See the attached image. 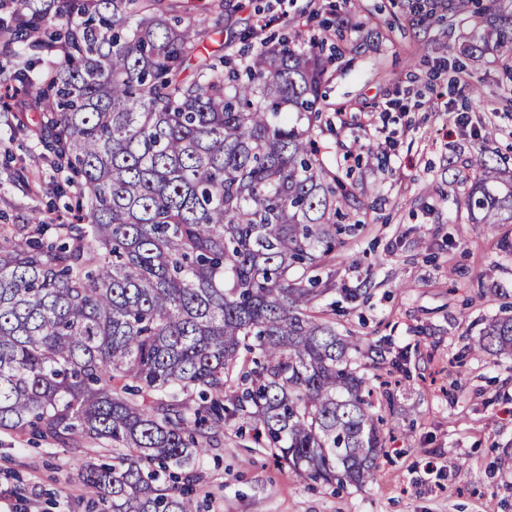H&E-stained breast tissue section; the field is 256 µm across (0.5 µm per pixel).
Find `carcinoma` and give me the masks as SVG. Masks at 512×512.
<instances>
[{
    "label": "carcinoma",
    "instance_id": "obj_1",
    "mask_svg": "<svg viewBox=\"0 0 512 512\" xmlns=\"http://www.w3.org/2000/svg\"><path fill=\"white\" fill-rule=\"evenodd\" d=\"M181 8L0 0V84L34 94L84 220L34 214L0 240V430L109 445L82 472L95 512H199L197 463L236 416L299 477L362 487L385 419L308 276L363 207L314 154L321 54L284 37L206 55L224 5ZM483 13L479 39L512 69V15ZM470 168L476 223L512 224L505 171ZM478 346L511 356L512 316Z\"/></svg>",
    "mask_w": 512,
    "mask_h": 512
}]
</instances>
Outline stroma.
<instances>
[{"instance_id":"1","label":"stroma","mask_w":512,"mask_h":512,"mask_svg":"<svg viewBox=\"0 0 512 512\" xmlns=\"http://www.w3.org/2000/svg\"><path fill=\"white\" fill-rule=\"evenodd\" d=\"M409 0H224L226 55L278 35L295 19L303 41L337 47L326 64L319 157L344 166L352 127L371 114L378 139L395 143L381 167L357 170L368 207L355 232L325 257L315 310L361 339L368 380L392 382L385 413L389 448L373 483L344 490L300 479L257 444L240 418L226 420L199 464L203 512H512V357L479 350L481 330L512 315V254L472 223L462 175L490 148L512 170V72L480 44L472 13L421 21ZM401 103L381 111L382 102ZM0 119V211L9 222L39 212L48 224L74 216L57 195L56 170L34 130L39 112ZM495 129L487 139V129ZM23 170L26 180L15 183ZM98 440L63 446L0 430V495L16 512H89L81 471L108 460Z\"/></svg>"}]
</instances>
